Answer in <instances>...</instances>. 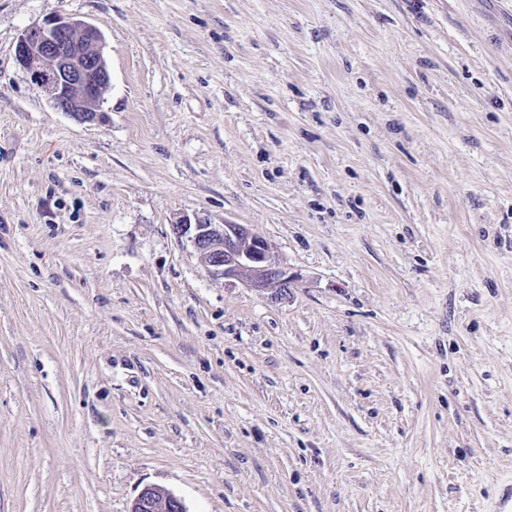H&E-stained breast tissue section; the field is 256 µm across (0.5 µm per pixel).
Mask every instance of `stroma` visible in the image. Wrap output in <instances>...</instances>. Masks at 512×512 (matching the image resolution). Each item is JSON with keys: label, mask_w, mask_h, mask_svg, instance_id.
<instances>
[{"label": "stroma", "mask_w": 512, "mask_h": 512, "mask_svg": "<svg viewBox=\"0 0 512 512\" xmlns=\"http://www.w3.org/2000/svg\"><path fill=\"white\" fill-rule=\"evenodd\" d=\"M104 38L98 121L15 57ZM292 279H213L177 217ZM512 482L503 0H0V512H494ZM129 512H187L181 498L156 486L143 488L133 500Z\"/></svg>", "instance_id": "35a3bbf8"}]
</instances>
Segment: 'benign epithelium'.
Listing matches in <instances>:
<instances>
[{"label":"benign epithelium","instance_id":"1","mask_svg":"<svg viewBox=\"0 0 512 512\" xmlns=\"http://www.w3.org/2000/svg\"><path fill=\"white\" fill-rule=\"evenodd\" d=\"M15 56L30 82L54 107L81 123L100 116L110 84L102 51V35L93 25L71 17H55L26 28L18 38ZM176 235L189 240L216 279H236L256 290L288 295L291 278L267 242L246 224H214L202 214L181 216ZM129 512H187L181 498L156 486L143 488Z\"/></svg>","mask_w":512,"mask_h":512}]
</instances>
